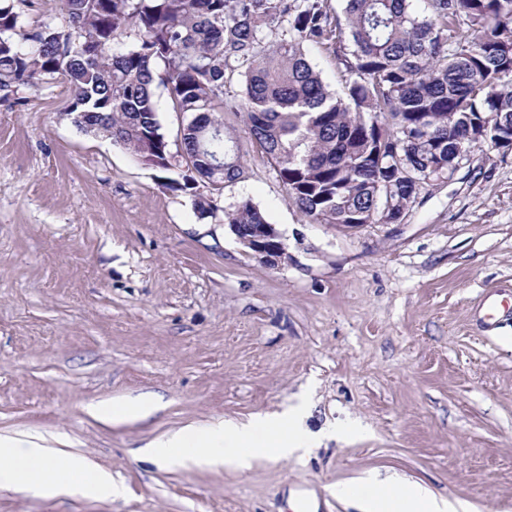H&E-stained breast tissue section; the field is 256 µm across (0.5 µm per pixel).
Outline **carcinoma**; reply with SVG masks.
I'll list each match as a JSON object with an SVG mask.
<instances>
[{"label": "carcinoma", "instance_id": "carcinoma-1", "mask_svg": "<svg viewBox=\"0 0 512 512\" xmlns=\"http://www.w3.org/2000/svg\"><path fill=\"white\" fill-rule=\"evenodd\" d=\"M56 0L60 23L24 29L0 0V95L58 80L81 131L133 155H171L156 88L192 114L186 172L224 189L243 175L221 112H241L288 198L319 224H393L460 157L512 153V0ZM133 36L125 48L121 35ZM335 62L330 92L304 48ZM243 78L241 94L224 88ZM230 224H265L244 201Z\"/></svg>", "mask_w": 512, "mask_h": 512}]
</instances>
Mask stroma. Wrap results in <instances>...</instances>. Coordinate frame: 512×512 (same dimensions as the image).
<instances>
[{
  "label": "stroma",
  "mask_w": 512,
  "mask_h": 512,
  "mask_svg": "<svg viewBox=\"0 0 512 512\" xmlns=\"http://www.w3.org/2000/svg\"><path fill=\"white\" fill-rule=\"evenodd\" d=\"M21 95L0 102V435L87 457L120 492L0 489V512H354L338 489L369 472L512 512V315L489 327L480 309L512 295V154L475 149L400 223L344 231L298 211L241 113L221 120L245 174L215 194L79 130L62 84ZM246 200L283 237L278 265L224 221ZM140 395L159 403L145 418L91 413ZM302 400L326 433L307 453L244 471L141 453Z\"/></svg>",
  "instance_id": "35a3bbf8"
}]
</instances>
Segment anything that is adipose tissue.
Returning a JSON list of instances; mask_svg holds the SVG:
<instances>
[{
    "instance_id": "1",
    "label": "adipose tissue",
    "mask_w": 512,
    "mask_h": 512,
    "mask_svg": "<svg viewBox=\"0 0 512 512\" xmlns=\"http://www.w3.org/2000/svg\"><path fill=\"white\" fill-rule=\"evenodd\" d=\"M305 412L300 403L245 422L188 426L149 444L146 452L159 464L246 470L256 458L282 459L309 448ZM48 487L60 492L73 487L103 497L115 492L111 473L85 459L61 456L29 438L1 436L0 488L24 494ZM343 495L360 512H468L466 503L437 497L421 484L382 480L374 474L350 484Z\"/></svg>"
}]
</instances>
